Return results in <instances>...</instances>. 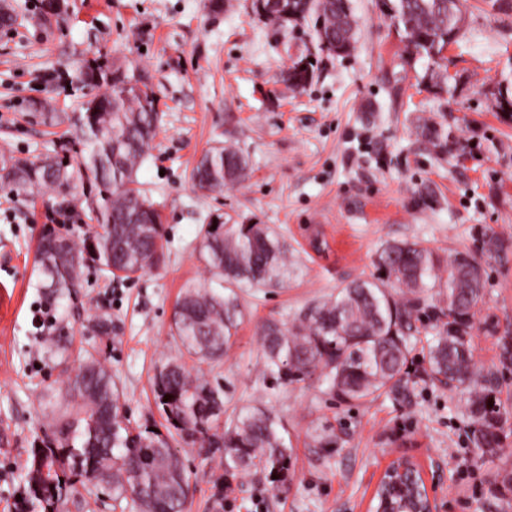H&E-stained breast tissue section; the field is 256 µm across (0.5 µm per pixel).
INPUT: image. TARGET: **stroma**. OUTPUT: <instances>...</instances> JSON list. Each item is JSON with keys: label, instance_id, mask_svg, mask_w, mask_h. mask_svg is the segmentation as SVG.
I'll list each match as a JSON object with an SVG mask.
<instances>
[{"label": "stroma", "instance_id": "35a3bbf8", "mask_svg": "<svg viewBox=\"0 0 512 512\" xmlns=\"http://www.w3.org/2000/svg\"><path fill=\"white\" fill-rule=\"evenodd\" d=\"M17 14L0 30V150L19 157L77 158L73 123L91 97L74 82L79 65L134 68L157 97L158 135L137 177L162 215L166 260L139 277L106 278L85 269L76 296L49 304L35 269L38 237L53 230L82 239L91 222V188L78 189L70 219L65 202L43 189L22 200L0 189V512L26 496L20 479L34 440L52 438L50 392L95 350L112 373L133 425L161 428L152 379L179 354L172 316L181 288L209 284L200 251L203 225L267 224L288 245V270L274 288H242L243 319L224 358L202 365L224 402L222 425L244 409L272 411L295 450L287 493L265 475L227 471L206 449L177 444L189 481L190 512H371L393 459L409 456L432 477L439 512H502L500 475L512 469V437L494 459L479 458L458 395L419 384L412 406L382 396L339 403L323 381L286 388L263 380L258 327L289 324L310 303L377 272L391 241H420L441 258L468 250L480 257L485 292L472 329L474 363L496 366L497 339L512 337V112L499 92L512 82V10L492 0H462L460 35L440 66L410 54L381 0H349L353 50L319 51L312 21L273 25L250 0H64L60 16L42 17V0H8ZM313 60L303 91L285 74ZM439 68L445 81L431 79ZM36 103L65 115L55 127ZM435 124L448 134L439 149L421 136ZM231 146L250 159L247 177L205 193L190 173L202 153ZM429 194H422V187ZM493 231L504 249L483 255ZM110 313L112 336L87 325ZM60 327L66 355L52 354L47 324ZM337 435L323 448L324 425Z\"/></svg>", "mask_w": 512, "mask_h": 512}]
</instances>
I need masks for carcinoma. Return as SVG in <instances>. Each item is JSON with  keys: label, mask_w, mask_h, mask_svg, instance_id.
<instances>
[{"label": "carcinoma", "mask_w": 512, "mask_h": 512, "mask_svg": "<svg viewBox=\"0 0 512 512\" xmlns=\"http://www.w3.org/2000/svg\"><path fill=\"white\" fill-rule=\"evenodd\" d=\"M407 47L433 62L460 33L461 0H382ZM252 11L283 25L315 19L318 44L347 54L353 48L349 0H252ZM288 83L301 91L313 80V64L301 58L288 68ZM79 83L106 90L83 106L84 150L71 163L59 156L34 159L0 154V187L27 197L42 187L67 197L84 184L97 189L91 208L97 228L77 241L47 231L39 239L35 263L40 287L53 299L80 287L84 269L95 264L116 277L132 279L164 258L161 216L136 187V174L157 135L154 90L129 68L87 65ZM249 159L231 146L204 153L192 171L201 189L221 192L246 178ZM202 254L212 278L227 292L188 283L174 307L173 332L181 351L200 363L216 360L232 345L242 309L237 288L277 287L288 267V245L267 224L204 225ZM458 251L448 264L430 247L414 241L389 242L377 260L380 275L341 288L333 299L308 305L286 327L269 321L258 329L264 379L287 387L324 380L334 396L361 404L386 395L411 405L418 382L454 388L473 422L471 443L481 458H494L512 435L495 373L472 362L471 330L484 279ZM432 330L422 360L412 356L416 323ZM93 335L114 332L107 312L93 319ZM153 378L154 400L167 433L130 426L112 374L85 352L74 377L59 390L55 434L34 442L22 479L33 512H64L81 490L107 486L113 507L131 500L139 512H186L187 476L169 436L192 444L201 440L241 470L261 471L279 491H288L294 450L285 445L272 413H240L224 432L219 428L220 397L206 399L208 384L192 376L180 360Z\"/></svg>", "instance_id": "cac0c4a2"}]
</instances>
